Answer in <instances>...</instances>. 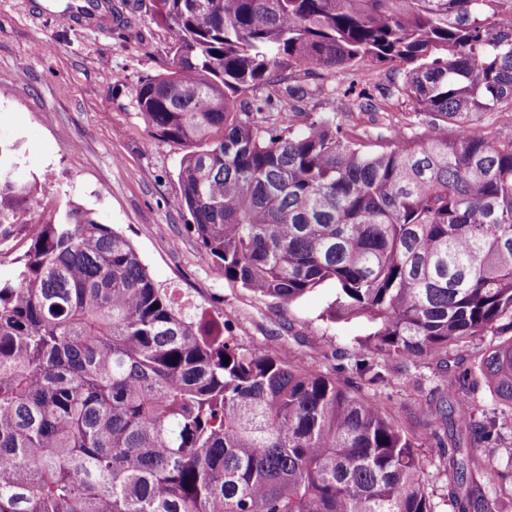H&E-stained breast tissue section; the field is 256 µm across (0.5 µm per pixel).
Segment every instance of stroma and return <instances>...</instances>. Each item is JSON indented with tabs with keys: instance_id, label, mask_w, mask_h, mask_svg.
I'll use <instances>...</instances> for the list:
<instances>
[{
	"instance_id": "obj_1",
	"label": "stroma",
	"mask_w": 512,
	"mask_h": 512,
	"mask_svg": "<svg viewBox=\"0 0 512 512\" xmlns=\"http://www.w3.org/2000/svg\"><path fill=\"white\" fill-rule=\"evenodd\" d=\"M29 2L0 0V142L16 145L18 176L37 183L29 221L47 220L68 202L91 210L131 241L156 284L225 323L239 346L300 359L361 397L381 399L409 432L424 435L412 401L439 398L446 389L435 361L383 362L384 382L361 380L354 361L369 326L323 319L336 294L333 282L280 305L226 281L203 258L190 216L178 205L183 152L150 136L129 105L133 85L166 71L171 30L145 11L122 31L66 26L57 18L58 0H44L36 12ZM390 71L386 64L329 78L295 72L288 82L314 91L332 83L368 86L379 98ZM421 461L436 512H451L447 458L427 444Z\"/></svg>"
}]
</instances>
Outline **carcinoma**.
<instances>
[{
    "label": "carcinoma",
    "instance_id": "obj_1",
    "mask_svg": "<svg viewBox=\"0 0 512 512\" xmlns=\"http://www.w3.org/2000/svg\"><path fill=\"white\" fill-rule=\"evenodd\" d=\"M174 31L167 72L130 107L182 147L179 206L224 278L285 305L331 280V322L362 318L367 354L414 364L512 319V0H151ZM398 66L385 102L425 116L344 130L305 74ZM273 95L244 97L260 88ZM455 136L448 139V126ZM0 144V512H435L418 440L378 399L243 349L159 287L132 244L72 203L29 227L35 184ZM229 363H224V359ZM477 368L512 421V336ZM469 370L416 405L448 456L454 512H487L503 424L465 396ZM455 426L452 446L438 429Z\"/></svg>",
    "mask_w": 512,
    "mask_h": 512
}]
</instances>
